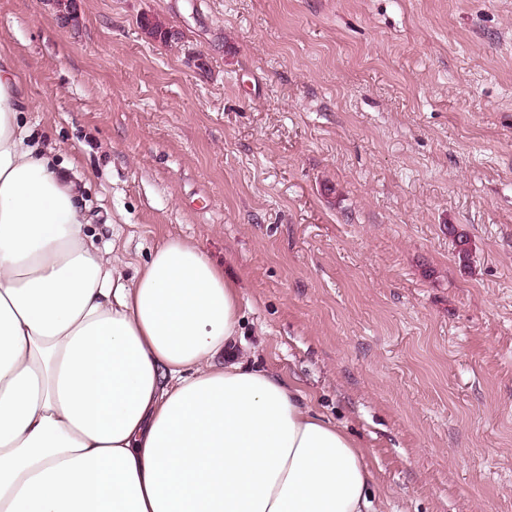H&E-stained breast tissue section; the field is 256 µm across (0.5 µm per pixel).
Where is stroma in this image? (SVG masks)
I'll list each match as a JSON object with an SVG mask.
<instances>
[{
    "mask_svg": "<svg viewBox=\"0 0 512 512\" xmlns=\"http://www.w3.org/2000/svg\"><path fill=\"white\" fill-rule=\"evenodd\" d=\"M0 49L96 245L233 275L380 512H512V0H0Z\"/></svg>",
    "mask_w": 512,
    "mask_h": 512,
    "instance_id": "1",
    "label": "stroma"
}]
</instances>
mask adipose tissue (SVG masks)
I'll return each mask as SVG.
<instances>
[{"label": "adipose tissue", "mask_w": 512, "mask_h": 512, "mask_svg": "<svg viewBox=\"0 0 512 512\" xmlns=\"http://www.w3.org/2000/svg\"><path fill=\"white\" fill-rule=\"evenodd\" d=\"M22 83L0 54V512H376L359 444L224 361L237 280L178 239L128 277L125 246L88 240Z\"/></svg>", "instance_id": "ef3b65f1"}]
</instances>
